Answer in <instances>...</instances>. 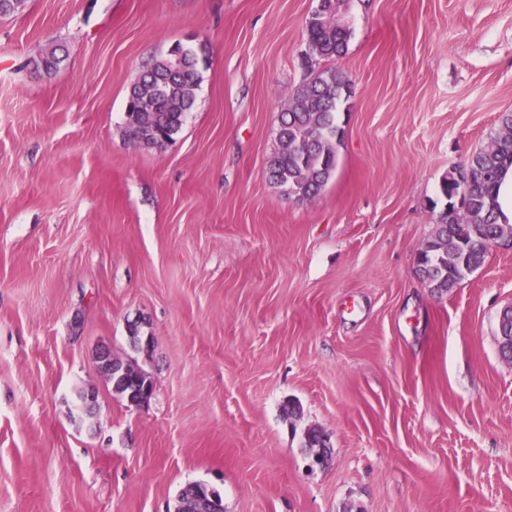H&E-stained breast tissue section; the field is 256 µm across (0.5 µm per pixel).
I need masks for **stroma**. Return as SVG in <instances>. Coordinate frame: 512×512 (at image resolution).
I'll use <instances>...</instances> for the list:
<instances>
[{"instance_id": "stroma-1", "label": "stroma", "mask_w": 512, "mask_h": 512, "mask_svg": "<svg viewBox=\"0 0 512 512\" xmlns=\"http://www.w3.org/2000/svg\"><path fill=\"white\" fill-rule=\"evenodd\" d=\"M317 4L0 17V512H173L194 482L224 512H512V248L448 293L416 273L443 179L512 111V0H349L337 167L299 200L267 161ZM177 44L206 59L194 106L137 145L130 87ZM103 347L148 403L113 391ZM121 371V374L117 373L112 376V380L110 383H113L114 385L113 391L126 398L128 390L125 386L123 387V382L121 380H118V375L120 374L119 378H122L124 381L125 378L129 375L132 378L137 379L138 382H143L141 388L140 385H136L134 388L130 390L128 397L133 398L132 402L128 401L130 404L137 406L138 403H144L152 396L153 390L149 385L151 381L148 380L146 374L137 365L125 362L124 366L121 367Z\"/></svg>"}]
</instances>
